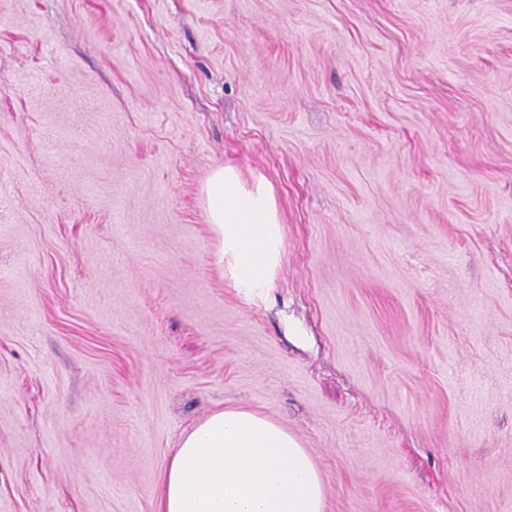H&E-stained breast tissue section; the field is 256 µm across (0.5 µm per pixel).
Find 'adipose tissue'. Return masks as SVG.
I'll return each instance as SVG.
<instances>
[{
	"label": "adipose tissue",
	"mask_w": 512,
	"mask_h": 512,
	"mask_svg": "<svg viewBox=\"0 0 512 512\" xmlns=\"http://www.w3.org/2000/svg\"><path fill=\"white\" fill-rule=\"evenodd\" d=\"M220 263L257 297L284 252L275 190L260 173L216 167L204 187ZM322 476L305 448L259 413L227 408L179 439L160 479L157 512H324Z\"/></svg>",
	"instance_id": "ef3b65f1"
}]
</instances>
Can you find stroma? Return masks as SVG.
<instances>
[{
  "label": "stroma",
  "instance_id": "obj_1",
  "mask_svg": "<svg viewBox=\"0 0 512 512\" xmlns=\"http://www.w3.org/2000/svg\"><path fill=\"white\" fill-rule=\"evenodd\" d=\"M232 407L325 512H512V0H0V512H155ZM208 222L221 243L220 263L235 288L257 298L279 268L283 226L275 190L260 173L250 179L230 164L214 168L204 187Z\"/></svg>",
  "mask_w": 512,
  "mask_h": 512
}]
</instances>
